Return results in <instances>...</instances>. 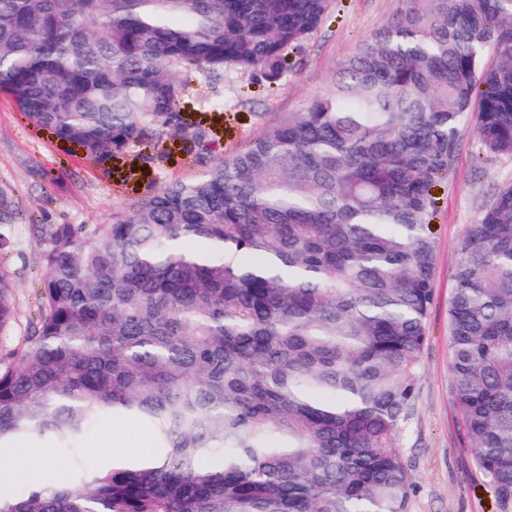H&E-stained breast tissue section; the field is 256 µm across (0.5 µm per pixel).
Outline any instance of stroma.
<instances>
[{
	"instance_id": "1",
	"label": "stroma",
	"mask_w": 512,
	"mask_h": 512,
	"mask_svg": "<svg viewBox=\"0 0 512 512\" xmlns=\"http://www.w3.org/2000/svg\"><path fill=\"white\" fill-rule=\"evenodd\" d=\"M401 5V0H333L327 20L295 57L281 86L256 83L250 73L235 69L225 70L223 82L216 85L194 78L182 103L185 115H195L207 100L224 101L223 112L203 115L210 130L206 150L168 138L154 147L130 145L98 164L36 127L9 96L0 94V222L11 239L9 249L0 250V271L10 276L15 295V320L8 336L0 339V355L19 347L37 319L44 276L40 255L49 226L93 229L110 224L168 182L199 178L217 158L232 155L264 128L301 111L339 63ZM477 153L470 127H462L461 149L452 176L439 188L440 208L431 225L436 257L430 340L422 353L415 410L399 441L414 482L410 512H497L494 496L463 444L450 396L448 298L457 243L498 188L512 181V158L480 165ZM112 430L149 432L135 419L104 420L77 455L53 451L54 464L44 481L69 482L81 460L108 463L111 451L99 442Z\"/></svg>"
}]
</instances>
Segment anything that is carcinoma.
Listing matches in <instances>:
<instances>
[{
	"instance_id": "carcinoma-1",
	"label": "carcinoma",
	"mask_w": 512,
	"mask_h": 512,
	"mask_svg": "<svg viewBox=\"0 0 512 512\" xmlns=\"http://www.w3.org/2000/svg\"><path fill=\"white\" fill-rule=\"evenodd\" d=\"M330 85L198 179L85 234L47 229L41 314L0 362V449L76 450L106 417L151 426L0 512H410L398 441L434 301L460 131L512 157V0H403ZM332 0H0V93L105 163L200 144L187 78H286ZM452 404L512 512V183L458 242ZM14 318L0 272V334Z\"/></svg>"
}]
</instances>
